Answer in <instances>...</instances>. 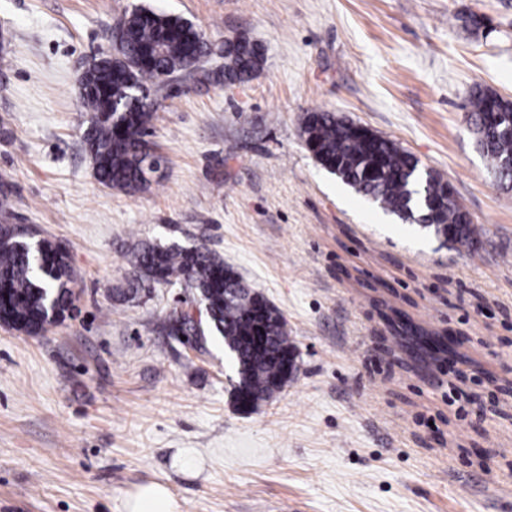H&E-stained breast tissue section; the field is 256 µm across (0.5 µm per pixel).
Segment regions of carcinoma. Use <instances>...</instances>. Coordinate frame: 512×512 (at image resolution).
Instances as JSON below:
<instances>
[{
	"label": "carcinoma",
	"mask_w": 512,
	"mask_h": 512,
	"mask_svg": "<svg viewBox=\"0 0 512 512\" xmlns=\"http://www.w3.org/2000/svg\"><path fill=\"white\" fill-rule=\"evenodd\" d=\"M128 30L125 45L114 54L92 57L82 74L84 111L90 113L83 134L98 181L108 188L137 192L149 186L145 177L152 157L149 140L157 110L151 92L167 87L166 79L186 71L217 50L224 55V83H242L261 69L260 45L224 40L215 47L188 20L137 7L120 18ZM469 112L476 146L487 159L498 185L512 190V132L496 118L512 119V100L482 89L472 92ZM300 137L315 162L355 193L404 223L428 230L442 246L473 251L480 231L454 204L431 210L428 197H442L446 184L422 173L420 161L393 140L334 112L305 113ZM136 279L157 285H183L205 307L209 331L220 336L237 373L236 403L253 409L288 382L283 377L289 356L297 355L283 315L245 282L224 257L204 245L191 248L136 244L128 253ZM70 255L47 238L28 236L18 224L0 223V325L38 335L65 319L76 299ZM264 321L266 340L254 344L256 320ZM171 336L196 339L194 324L177 316L168 321Z\"/></svg>",
	"instance_id": "1"
}]
</instances>
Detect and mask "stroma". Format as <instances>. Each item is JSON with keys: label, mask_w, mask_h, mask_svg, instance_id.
<instances>
[{"label": "stroma", "mask_w": 512, "mask_h": 512, "mask_svg": "<svg viewBox=\"0 0 512 512\" xmlns=\"http://www.w3.org/2000/svg\"><path fill=\"white\" fill-rule=\"evenodd\" d=\"M137 6L264 49L249 82L212 57L161 100V179L95 177L79 75ZM486 27H463L469 12ZM512 100V0H0V191L10 220L65 244L77 316L0 325V512H125L167 485L179 512H512V190L464 103ZM327 110L394 140L482 232L446 248L316 164ZM140 241L218 252L288 323L295 378L233 402L220 338L169 336L177 289L121 300ZM409 321L454 343L439 358Z\"/></svg>", "instance_id": "obj_1"}]
</instances>
